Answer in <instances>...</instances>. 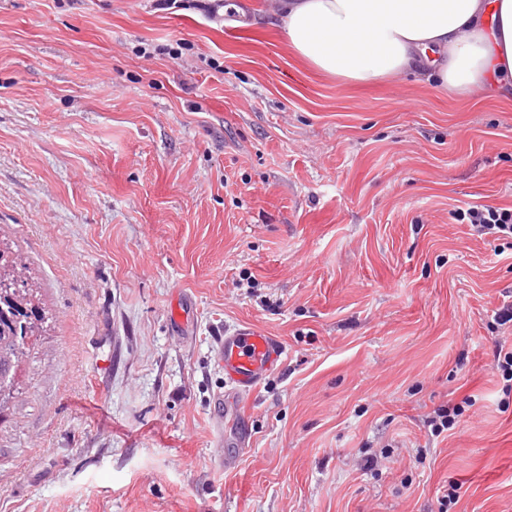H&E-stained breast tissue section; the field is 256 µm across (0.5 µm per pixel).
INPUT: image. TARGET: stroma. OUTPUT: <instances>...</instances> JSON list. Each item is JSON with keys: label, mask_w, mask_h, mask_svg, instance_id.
<instances>
[{"label": "stroma", "mask_w": 512, "mask_h": 512, "mask_svg": "<svg viewBox=\"0 0 512 512\" xmlns=\"http://www.w3.org/2000/svg\"><path fill=\"white\" fill-rule=\"evenodd\" d=\"M224 3L0 0V239L51 316L0 512H512V242L455 217L512 208V101L327 77ZM244 324L284 361L230 400ZM493 358L496 362V369L503 381L504 393H512V348H504L501 344H495ZM465 412L464 405L448 404L434 410V415L427 418V426L431 427V433L440 435L444 430L454 429L461 421Z\"/></svg>", "instance_id": "35a3bbf8"}]
</instances>
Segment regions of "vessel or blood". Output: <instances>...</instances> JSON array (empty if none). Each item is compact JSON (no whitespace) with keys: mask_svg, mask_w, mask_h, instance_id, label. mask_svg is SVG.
<instances>
[{"mask_svg":"<svg viewBox=\"0 0 512 512\" xmlns=\"http://www.w3.org/2000/svg\"><path fill=\"white\" fill-rule=\"evenodd\" d=\"M284 352L279 338L253 326L224 335L219 344L224 378L243 397L251 395L261 385Z\"/></svg>","mask_w":512,"mask_h":512,"instance_id":"vessel-or-blood-1","label":"vessel or blood"}]
</instances>
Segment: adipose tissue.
Returning <instances> with one entry per match:
<instances>
[{
	"mask_svg": "<svg viewBox=\"0 0 512 512\" xmlns=\"http://www.w3.org/2000/svg\"><path fill=\"white\" fill-rule=\"evenodd\" d=\"M291 51L357 84L421 74L453 96L512 100V0H277Z\"/></svg>",
	"mask_w": 512,
	"mask_h": 512,
	"instance_id": "1",
	"label": "adipose tissue"
}]
</instances>
